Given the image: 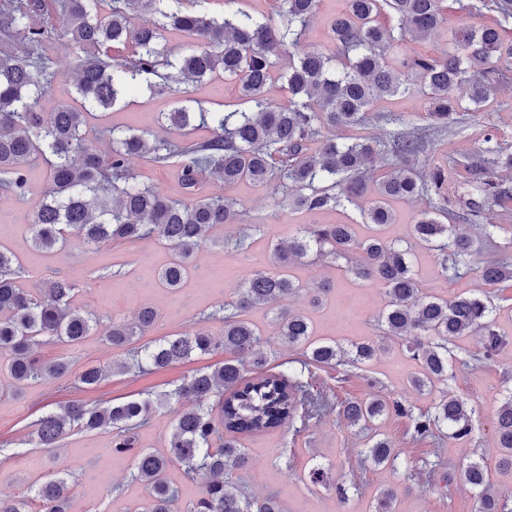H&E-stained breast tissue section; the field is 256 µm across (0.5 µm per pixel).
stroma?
<instances>
[{
  "label": "stroma",
  "instance_id": "obj_1",
  "mask_svg": "<svg viewBox=\"0 0 512 512\" xmlns=\"http://www.w3.org/2000/svg\"><path fill=\"white\" fill-rule=\"evenodd\" d=\"M344 7L345 0H318L316 13L301 39L302 48L335 55L330 22ZM497 19L493 8L468 13L460 10L457 0H444V19L437 31L424 40H404L397 50L411 56H440L447 51L448 42L458 28L479 29L498 23ZM54 60L56 79L41 101L46 113L54 112L61 102L71 100L74 95L71 52L64 42H56ZM184 97L209 109L220 107L230 112L248 108L239 99L235 82L219 76L187 86L182 96L140 89L113 107L106 122L123 128L140 127L147 117L171 111ZM425 124L424 99L420 83L415 80L408 93L376 101L361 125L338 129L337 134L343 138L386 140ZM488 133L512 149V84L500 85L481 111L461 113L459 122L446 135L429 143L425 155L432 163L447 164L448 160L479 152ZM131 168L137 178L152 181L169 198L185 199L180 163L156 167L136 159ZM48 187V168L44 162L37 161L29 168L25 198L0 194V245L17 255L24 269L23 287H38L58 269L66 271L77 284L76 302L92 315L96 322L94 332L78 346L47 345L42 353L48 358L68 357L78 370L90 363L111 361L113 352L103 340L105 331L113 318L132 320L144 303H151L160 317L145 332L143 342L190 330L201 312L233 299L239 287L268 264L274 245L287 240L302 225L352 224L358 235L367 233L361 211L354 205L347 203L310 213L283 203L281 194L269 187L258 188L241 182L226 188L207 179L203 182L206 192H224L233 197L249 223L260 225L261 231L250 248L241 252L226 245L227 240L237 235L238 225L215 227L208 248L196 258L197 268L207 272L206 284H199L193 275L174 293L157 285L148 289L143 286L172 257L171 247L154 237L101 247L73 244L51 258L35 251L29 225L33 208ZM485 223L504 225L505 230L494 242H486L481 235ZM458 227L475 241L474 262L512 258V216H505L501 208L492 207L482 220L462 221ZM415 254V269L427 292L448 298L487 292L476 273L449 280L441 274L432 252L419 248ZM292 273L308 285L324 279L332 284V291L321 306H312L305 295L287 302L288 309L303 312L310 318L318 336L344 343L371 339L382 345L381 352L359 375L340 383L335 370L321 368L316 372L319 382L334 388L342 401L380 396L399 398L421 409L430 405V395L415 391L408 383L418 370L417 362L399 340L387 337L383 331L381 313L386 298L379 286L360 282L343 268L318 263L295 265ZM214 361L210 355L149 374H114L106 377L97 389L84 392L83 397L94 401L147 391L158 394L173 389L184 375ZM447 389L449 394L465 398L473 410L472 443L450 437L412 442L407 435L408 420L392 414L379 421L378 428L392 442L398 457L394 465L377 466L360 457L364 447L362 433L347 427L332 414L300 434L283 427L242 438L250 463L233 471L232 479L251 498L278 494L286 512H375L378 496L387 488L396 495V512H476L475 491L464 480L463 470L468 463L480 462L488 466L501 498L512 507V471L497 469L498 450L493 433L495 411L506 392L512 391V348L504 351L493 366L456 368ZM74 396L68 385L44 379L28 381L16 390L10 377L0 373V494L18 495L46 477L57 475L74 484L70 512H125L127 507L143 499L145 489L131 478L135 468L133 458L113 455L111 430H73L62 440L60 448L51 451L34 447L30 441L33 423ZM427 461L438 465L431 481L409 477V467H419ZM316 465L324 468L330 484L346 486L347 500H340L336 493L310 482L308 474ZM116 484L120 485L122 494L115 498L109 490Z\"/></svg>",
  "mask_w": 512,
  "mask_h": 512
}]
</instances>
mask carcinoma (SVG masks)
Returning a JSON list of instances; mask_svg holds the SVG:
<instances>
[{"label": "carcinoma", "instance_id": "1", "mask_svg": "<svg viewBox=\"0 0 512 512\" xmlns=\"http://www.w3.org/2000/svg\"><path fill=\"white\" fill-rule=\"evenodd\" d=\"M52 2L57 17L65 20L61 30L46 17L45 0H0V191L25 196L30 165L38 160L48 165L51 183L30 224L33 246L46 254L74 241L103 245L155 236L174 252L157 280L176 291L190 275L196 254L211 242V230L218 224L241 223L236 201L201 194L200 177L226 187L243 180L264 188L291 185L297 192L294 203L309 212L322 211L364 199L366 174L387 150L396 164L376 183L373 198L362 209L364 222L378 230L394 220L391 200L434 194L436 206L420 214L413 233L418 244L435 252L442 274L456 279L471 270L474 242L456 232L455 225L442 223L437 213L460 205L462 219L470 221L493 204L503 207L512 201L499 176L512 173V151L489 133L484 154L464 165L462 173L419 160L425 142L418 135H399L384 143L361 138L339 142L332 134L336 128L358 125L376 100L407 92L413 75L423 81L428 126L440 132L461 109L457 89H467L471 111L478 112L507 82L508 76L492 64L504 49L498 25L459 29L452 36V49L442 56L390 54L404 37L432 33L441 22L444 0H346L345 10L330 23L334 57L301 47L317 0H280L277 23L237 7L241 0H226L233 9L221 20L210 14V0H193L189 10L182 9L181 0ZM141 12L153 21L134 25L133 16ZM171 35L185 39L178 54L169 46ZM56 37L71 50L80 106L61 103L46 114L41 100L55 80L47 46ZM285 55L288 101L272 106L263 97L264 88ZM219 73L238 81L241 98L253 103L251 111H195L184 104L159 118L171 131L205 126L211 131L206 140L180 145L146 127L103 126L100 132L110 144L103 155L87 134L91 121L104 120L106 110L130 92L143 86L171 92ZM134 158L157 165L180 159L191 199L172 200L137 180L130 168ZM410 255V248L389 243L378 233L357 237L352 224H310L287 245H275L271 268L255 273L235 299L199 318L189 332L137 347L136 337L155 323L157 310L146 303L132 322L112 319L105 342L131 357L112 358L109 369L114 373L133 367L161 370L216 352L224 360L195 371L165 394L119 402L66 401L35 422V444L56 448L74 428L112 429V451H135L136 479L146 490L145 498L127 512H173L177 495L169 471L175 465L186 478L202 479L200 494L187 512H285L276 496L252 500L232 481V470L249 464L241 437L285 425L296 433L307 431L335 410L349 427L362 432L380 417L396 414L408 419L414 442L446 428L454 438L469 441L473 428L467 401L448 396L438 385L447 384L456 364H494L512 342L496 330L487 297L448 300L426 292ZM311 256L323 265L343 261L356 278L381 287L386 335L400 338L419 364L410 386L438 392L428 408L416 411L400 400L339 403L316 385L312 369H334L338 381H345L377 355L380 344L316 339L306 315L280 306L300 293L318 304L330 293L328 283L304 288L291 274L292 266ZM476 272L489 286L512 281L507 261H485ZM21 274L15 256L0 248V352L9 355L0 368L16 389L31 379L70 380L83 390L97 386L104 367L75 371L65 357L43 360L36 355L44 345H76L90 335L92 318L74 305L77 285L57 270L44 287L31 291L19 285ZM257 304L273 305L272 338L245 318ZM211 320L224 322L223 336L206 330L203 323ZM472 335L481 337L480 350L448 347V340ZM279 348L301 354L300 369L286 374L269 368ZM173 399L189 405L176 411L166 452L135 449L137 430ZM493 427L499 465L512 470V392L497 408ZM362 455L376 466L397 459L388 440L375 434ZM463 477L477 489L476 512H506L483 464L468 463ZM71 498L69 482L54 477L24 495L0 497V512H69Z\"/></svg>", "mask_w": 512, "mask_h": 512}]
</instances>
